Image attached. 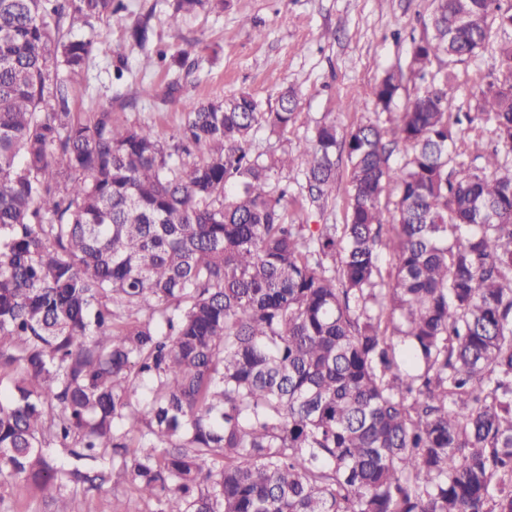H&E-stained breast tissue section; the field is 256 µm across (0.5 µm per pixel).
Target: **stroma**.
Masks as SVG:
<instances>
[{
  "label": "stroma",
  "mask_w": 512,
  "mask_h": 512,
  "mask_svg": "<svg viewBox=\"0 0 512 512\" xmlns=\"http://www.w3.org/2000/svg\"><path fill=\"white\" fill-rule=\"evenodd\" d=\"M128 11L102 19L93 37L106 45L87 69L73 77L71 110L86 117L111 107L121 125L147 124L162 140L182 120V103L251 93L263 110L276 108L282 90L298 97V119L287 130L259 129L253 147L264 156L289 153L294 164L280 178L295 185L302 178L299 143L315 126L335 122L339 130L372 120L371 91L386 71L407 68L412 37L424 34L432 0H224L220 12H200L171 26L172 0H127ZM150 17L152 40L141 49L128 36L135 15ZM192 49L184 66L161 63L157 50ZM125 61L128 70L116 79L114 67ZM491 62L489 54L458 65L459 90L452 103L456 112L472 111V93ZM179 83L175 98L166 95ZM156 94L143 97L140 85ZM357 97L358 105L339 110L340 101ZM347 168L336 175V199L324 213L289 202L288 214L297 224H343L347 221Z\"/></svg>",
  "instance_id": "stroma-1"
}]
</instances>
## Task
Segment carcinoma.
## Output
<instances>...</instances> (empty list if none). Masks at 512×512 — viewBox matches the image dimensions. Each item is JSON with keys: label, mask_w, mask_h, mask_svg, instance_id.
<instances>
[{"label": "carcinoma", "mask_w": 512, "mask_h": 512, "mask_svg": "<svg viewBox=\"0 0 512 512\" xmlns=\"http://www.w3.org/2000/svg\"><path fill=\"white\" fill-rule=\"evenodd\" d=\"M434 2L395 126L298 146L310 209L348 169L347 222L313 229L288 223L291 160L251 146L296 122L294 92L188 100L170 150L71 112L94 51L72 30L124 0H0V512H41L20 484L52 512H512V36L451 111L512 0ZM200 10L224 0H174L172 24ZM491 48L480 55L476 60L459 64L456 69L457 82L459 90L452 103L451 110L453 112H472L474 100L472 92L477 85L481 83L483 76L487 72V68L491 63Z\"/></svg>", "instance_id": "cac0c4a2"}]
</instances>
